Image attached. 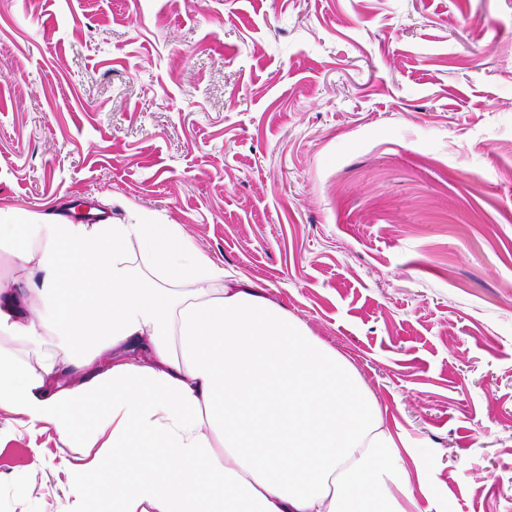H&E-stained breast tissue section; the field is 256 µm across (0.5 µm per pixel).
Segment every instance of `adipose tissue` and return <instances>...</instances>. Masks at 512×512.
I'll use <instances>...</instances> for the list:
<instances>
[{
  "label": "adipose tissue",
  "instance_id": "obj_1",
  "mask_svg": "<svg viewBox=\"0 0 512 512\" xmlns=\"http://www.w3.org/2000/svg\"><path fill=\"white\" fill-rule=\"evenodd\" d=\"M137 242L149 271L131 264ZM35 262V298L0 297V410L54 428L72 512H411L399 445L352 363L229 277L182 227L0 208V250ZM97 371L58 386L61 349ZM96 456H89L90 448Z\"/></svg>",
  "mask_w": 512,
  "mask_h": 512
}]
</instances>
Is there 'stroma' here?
Listing matches in <instances>:
<instances>
[{
    "instance_id": "1",
    "label": "stroma",
    "mask_w": 512,
    "mask_h": 512,
    "mask_svg": "<svg viewBox=\"0 0 512 512\" xmlns=\"http://www.w3.org/2000/svg\"><path fill=\"white\" fill-rule=\"evenodd\" d=\"M182 225L346 356L418 512H512V0H0V207ZM0 410V512H70Z\"/></svg>"
}]
</instances>
